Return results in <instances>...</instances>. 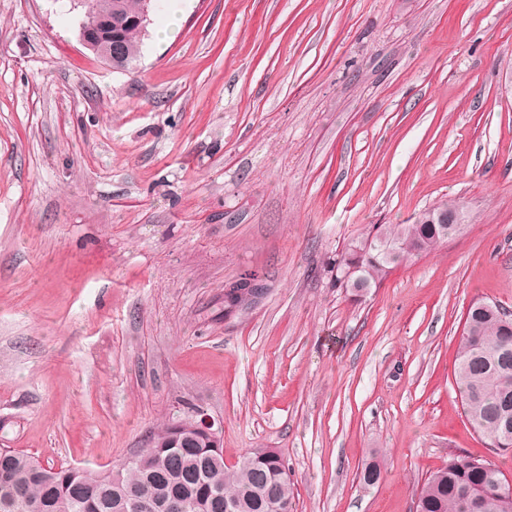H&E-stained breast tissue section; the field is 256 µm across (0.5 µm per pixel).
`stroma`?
Masks as SVG:
<instances>
[{
    "label": "stroma",
    "instance_id": "obj_1",
    "mask_svg": "<svg viewBox=\"0 0 512 512\" xmlns=\"http://www.w3.org/2000/svg\"><path fill=\"white\" fill-rule=\"evenodd\" d=\"M175 6L116 69L68 0H0V447L116 468L201 411L225 463L284 455L294 512H413L452 451L512 475L453 378L471 300L512 311V0H159L152 26ZM450 199L460 232L337 287L369 225Z\"/></svg>",
    "mask_w": 512,
    "mask_h": 512
}]
</instances>
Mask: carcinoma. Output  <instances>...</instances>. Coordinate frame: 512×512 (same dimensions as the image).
I'll return each instance as SVG.
<instances>
[{"mask_svg":"<svg viewBox=\"0 0 512 512\" xmlns=\"http://www.w3.org/2000/svg\"><path fill=\"white\" fill-rule=\"evenodd\" d=\"M143 0H88L81 26L96 28L100 16L122 19L120 40L131 64L141 53L144 32L129 18ZM462 228L430 224L416 217L411 224H375L363 239L337 255L336 283L360 297L378 287L389 273L413 257L433 250ZM490 302L468 306L457 345L454 380L463 413L473 430L502 452L512 450V430H504V409L512 405V314ZM170 425L159 428L149 448L119 469L93 471L80 466H54L15 448H0V512H165L173 498L183 512H281L294 510V483L288 462L273 448H254L232 469L224 468V449L189 436L172 445ZM506 479L495 464L465 454H450L429 474L416 493V512H512V495L494 493Z\"/></svg>","mask_w":512,"mask_h":512,"instance_id":"cac0c4a2","label":"carcinoma"}]
</instances>
